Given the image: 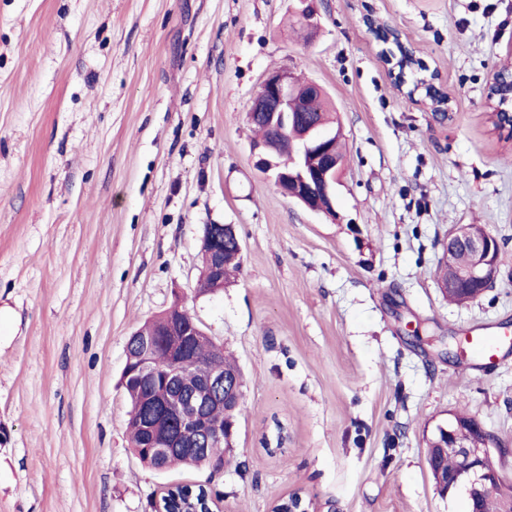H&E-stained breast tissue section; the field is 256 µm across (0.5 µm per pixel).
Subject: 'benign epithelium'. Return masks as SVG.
Returning a JSON list of instances; mask_svg holds the SVG:
<instances>
[{
	"mask_svg": "<svg viewBox=\"0 0 512 512\" xmlns=\"http://www.w3.org/2000/svg\"><path fill=\"white\" fill-rule=\"evenodd\" d=\"M295 15L309 30H316L318 0H295ZM326 98L317 83L302 88L287 70H273L254 96L248 120L264 126L265 135L253 145L255 167L289 198L315 213L336 217V184L343 159L336 155V131L315 117L316 104ZM297 138L288 163L280 160L278 138L287 133ZM239 242L232 224H207L201 240L206 263L199 277L205 290L224 283V240ZM458 249L471 255L468 266L457 277L443 284L448 295L472 291L479 295L492 287L497 272L499 244L480 224H460L448 232L443 258L448 261ZM157 329L144 334L134 331L126 344V372L132 382L148 388L144 406L148 412L147 449L161 464L177 454H198L224 435L232 436L233 427L221 428L209 416L215 405L234 407L241 400L237 377L224 371L219 357L195 383L183 380L182 368L193 363L191 337L201 328L190 329L182 319V304L175 302L155 317ZM165 346L172 368L163 369L155 361V352ZM445 448L454 456L455 466L448 471V482L439 487L442 495L464 490L472 506L483 501L502 483L501 474L487 466L490 449L497 447L494 437L473 417L460 418L453 413L445 424L437 425L427 447Z\"/></svg>",
	"mask_w": 512,
	"mask_h": 512,
	"instance_id": "1",
	"label": "benign epithelium"
}]
</instances>
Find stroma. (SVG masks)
Instances as JSON below:
<instances>
[{
    "label": "stroma",
    "mask_w": 512,
    "mask_h": 512,
    "mask_svg": "<svg viewBox=\"0 0 512 512\" xmlns=\"http://www.w3.org/2000/svg\"><path fill=\"white\" fill-rule=\"evenodd\" d=\"M0 0V512H155L175 484L214 512H468L427 440L466 410L512 483V141L490 77L512 63V0ZM391 28L437 72L453 118L380 57ZM320 84L340 122L336 217L254 167L265 75ZM207 224L241 270L198 288ZM458 224L499 243L479 297L439 290ZM182 302L244 380L234 461L158 473L135 455L119 379L144 321ZM498 335V357L467 343ZM473 332L474 334L470 335L468 340L469 343L474 347L475 351L479 355L487 357L489 360L495 358L497 347L489 336H496V334L489 328L473 330L470 333Z\"/></svg>",
    "instance_id": "stroma-1"
}]
</instances>
